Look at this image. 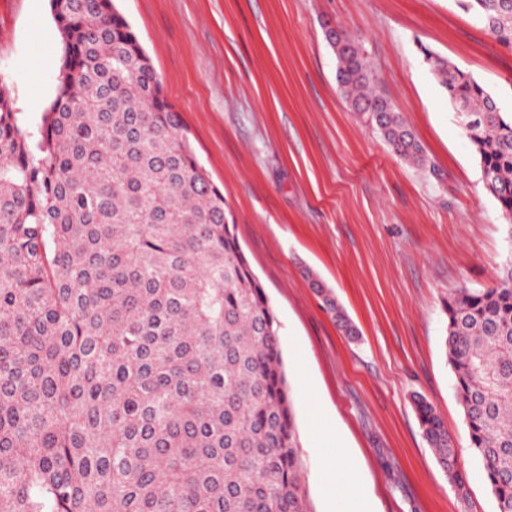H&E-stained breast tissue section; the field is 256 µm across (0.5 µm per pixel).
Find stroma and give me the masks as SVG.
<instances>
[{
    "label": "stroma",
    "instance_id": "obj_1",
    "mask_svg": "<svg viewBox=\"0 0 512 512\" xmlns=\"http://www.w3.org/2000/svg\"><path fill=\"white\" fill-rule=\"evenodd\" d=\"M212 181L279 326L303 482L330 512L325 458L352 469L373 512H497L470 446L445 347L450 291L494 285L512 218L482 181L427 46L512 111V51L456 0H116ZM365 49L382 96L424 148L416 166L353 112L325 25ZM38 68L22 67L35 44ZM63 45L49 0H0V86L24 127L56 93ZM333 290L359 336L323 310ZM443 420L466 478L459 494L413 402ZM305 273L312 288L315 289L317 295L321 298L323 308L335 320L337 327L342 331L343 335L348 336L350 339H356L359 336L358 330L336 300L332 290L328 289L312 271L306 270Z\"/></svg>",
    "mask_w": 512,
    "mask_h": 512
}]
</instances>
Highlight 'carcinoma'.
Listing matches in <instances>:
<instances>
[{
  "label": "carcinoma",
  "mask_w": 512,
  "mask_h": 512,
  "mask_svg": "<svg viewBox=\"0 0 512 512\" xmlns=\"http://www.w3.org/2000/svg\"><path fill=\"white\" fill-rule=\"evenodd\" d=\"M49 4L63 54L37 130L0 87V512H308L277 320L224 192L115 0ZM457 4L512 50V0ZM330 46L353 110L423 163L362 46L348 34ZM420 51L511 216L512 113ZM306 277L357 338L332 290ZM444 311L471 447L497 512H512V263L494 288L448 294ZM414 403L463 486L443 421Z\"/></svg>",
  "instance_id": "1"
}]
</instances>
